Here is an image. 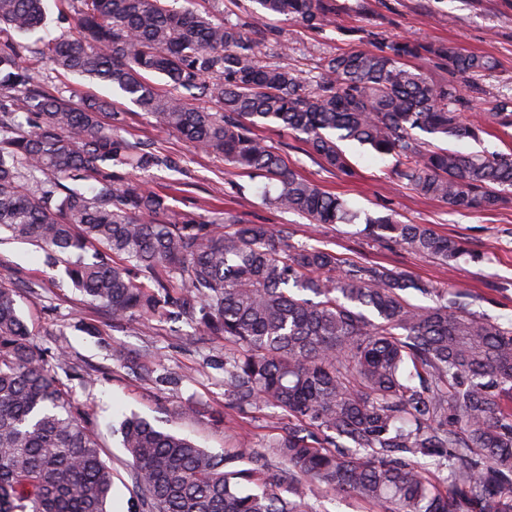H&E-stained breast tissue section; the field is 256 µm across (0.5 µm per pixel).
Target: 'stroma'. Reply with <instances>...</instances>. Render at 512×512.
<instances>
[{
  "label": "stroma",
  "mask_w": 512,
  "mask_h": 512,
  "mask_svg": "<svg viewBox=\"0 0 512 512\" xmlns=\"http://www.w3.org/2000/svg\"><path fill=\"white\" fill-rule=\"evenodd\" d=\"M343 9L332 26L313 31L299 23L282 22L278 28L290 50L284 64L301 74L316 70L321 60L354 47L368 46V33L390 39L412 37L423 41L457 44L467 52L494 58L497 67L480 81L479 91L469 92L471 109L465 117L483 123L481 142L451 141L463 153L477 149L512 151V135H504L490 111L502 91L512 89V0H340ZM82 93L112 99L128 114L127 130L150 141L158 150L180 159L184 172L178 210L209 219L234 215L243 224H286L297 243H310L358 262H377L404 271L414 279L440 288H454L479 296V309L502 322L512 320V205L495 212L455 213L435 200L419 197L405 184L394 181V160L379 156L355 142L344 148L354 166V176L329 171L301 150L289 133L272 128L269 140L282 145L290 166L324 189L346 199L358 212L393 214L406 223L428 224L438 233L461 239L466 253L445 264L412 254L397 246H384L359 235L355 224L314 226L300 216L281 213L262 205L257 196L263 178L233 173L222 158L211 156L157 124L121 96L100 84L70 77ZM21 279L39 281L37 292H21L19 303L38 340L64 350L77 375L70 382L72 394L85 408L104 448L103 458L119 475H126L128 457L115 428L131 412L157 427L193 438L202 447L220 453L247 446L261 450L275 427L266 412L252 419L219 422L225 410L223 360L226 344L220 337H200L183 322L147 321L136 334L113 330L112 320L90 304L61 278V270L44 265L34 245L0 234V282ZM99 329L86 333V325ZM129 350L152 348L159 370L177 375V395L158 392L151 382L135 377L112 361L113 345ZM196 408L192 417L175 418V405Z\"/></svg>",
  "instance_id": "stroma-1"
}]
</instances>
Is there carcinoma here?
I'll use <instances>...</instances> for the list:
<instances>
[{
	"mask_svg": "<svg viewBox=\"0 0 512 512\" xmlns=\"http://www.w3.org/2000/svg\"><path fill=\"white\" fill-rule=\"evenodd\" d=\"M55 2L75 32L35 39L46 0H0V230L62 266L116 329L181 320L224 337L227 407L288 416L265 443L274 468L248 449L217 454L124 417L130 512H313L319 486L373 512H512V322L471 309L455 289L292 243L285 224L175 210L176 184L136 177L171 161L124 135L111 101L79 98L36 66L108 85L234 172L265 178L272 208L351 224L347 201L299 174L260 130H291L307 155L348 176L341 143L356 141L393 157L395 179L415 193L455 212L493 210L512 194V154L444 143L481 141L483 128L462 119V86L494 60L375 37L304 77L269 61L270 45L288 54L269 23L320 31L336 0H253L246 26L195 0L182 12L167 0ZM493 118L512 126V93L495 99ZM360 233L444 263L464 253L460 240L391 215L366 216ZM21 288L39 283L0 284V512H112L116 474L72 396L66 354L41 346L20 315ZM112 359L161 390L174 384L150 349L115 345Z\"/></svg>",
	"mask_w": 512,
	"mask_h": 512,
	"instance_id": "obj_1",
	"label": "carcinoma"
}]
</instances>
